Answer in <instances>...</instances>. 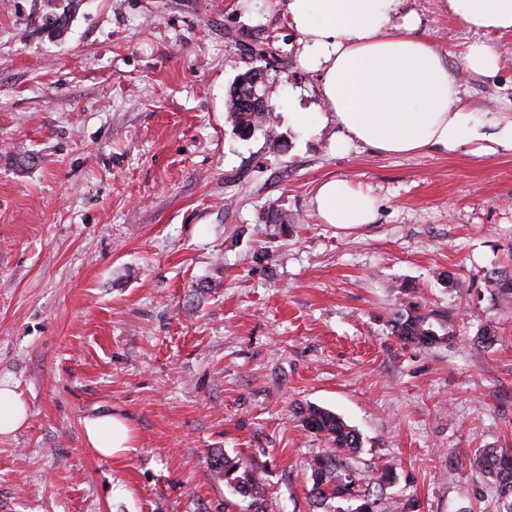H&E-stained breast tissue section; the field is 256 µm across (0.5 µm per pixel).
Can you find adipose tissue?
<instances>
[{
	"label": "adipose tissue",
	"instance_id": "1",
	"mask_svg": "<svg viewBox=\"0 0 512 512\" xmlns=\"http://www.w3.org/2000/svg\"><path fill=\"white\" fill-rule=\"evenodd\" d=\"M403 0H287L300 35L301 66L317 74L321 110L340 130L337 147L358 141L391 156L455 154L478 145L480 153L512 150V121L484 132L473 105L463 102L455 74L431 39L419 33L415 13ZM447 11L472 41L459 52L464 70L492 76L500 54L484 36L512 34V0H446ZM326 224L372 223L374 198L345 178L322 183L314 196ZM94 453L119 459L134 448L130 422L112 414L86 420Z\"/></svg>",
	"mask_w": 512,
	"mask_h": 512
}]
</instances>
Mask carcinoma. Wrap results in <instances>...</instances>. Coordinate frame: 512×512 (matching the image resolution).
<instances>
[{
  "instance_id": "1",
  "label": "carcinoma",
  "mask_w": 512,
  "mask_h": 512,
  "mask_svg": "<svg viewBox=\"0 0 512 512\" xmlns=\"http://www.w3.org/2000/svg\"><path fill=\"white\" fill-rule=\"evenodd\" d=\"M62 12H52L44 17L43 30L51 36L63 34L70 19V12L77 8L82 0H63ZM251 79L245 77L241 83L231 87L227 103L228 119L232 130L239 138L246 140L257 131L264 132L272 142L279 143L274 127L275 115L259 112L248 105L253 96ZM488 286L501 297L512 298V274L493 272L488 276ZM393 333L404 338L425 339L437 336L428 317L410 310L399 313L394 318ZM302 426L311 433L324 439L331 445L328 452L314 457L309 463L311 471V494L315 504L328 501L353 500L358 502L360 512H373L374 501L359 483L350 464L352 455L360 448V437L355 429L349 427L335 413L316 405L297 407ZM210 465L231 485L234 492L242 497L260 498L262 485L255 469L238 459H228L219 448L212 450ZM478 463L500 483L502 489L512 493V456L508 452L486 450L479 455Z\"/></svg>"
}]
</instances>
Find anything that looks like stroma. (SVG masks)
<instances>
[{"instance_id": "obj_1", "label": "stroma", "mask_w": 512, "mask_h": 512, "mask_svg": "<svg viewBox=\"0 0 512 512\" xmlns=\"http://www.w3.org/2000/svg\"><path fill=\"white\" fill-rule=\"evenodd\" d=\"M403 8L498 131L512 35L487 38L495 76L471 75L442 0ZM47 9L0 0V381L30 411L0 437V512H256L211 468L215 448L280 512H321L309 462L328 443L297 418L307 404L358 432L377 512H499L476 458L512 450V306L486 283L512 272V150L334 152V123L289 113L321 92L286 0H83L56 38ZM258 42L277 148L226 114ZM332 178L376 199L373 223H322ZM411 301L438 343L392 333ZM111 411L133 425L120 460L85 437Z\"/></svg>"}]
</instances>
